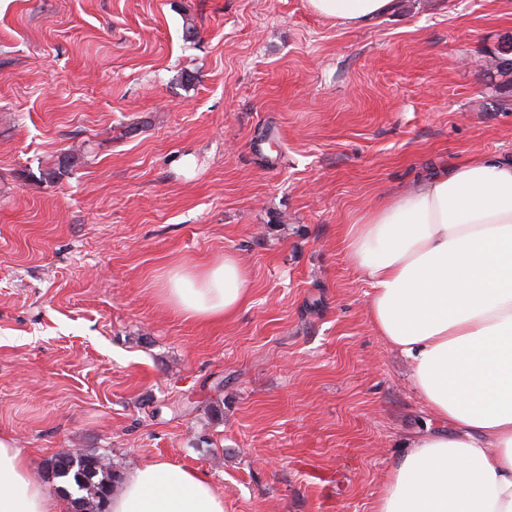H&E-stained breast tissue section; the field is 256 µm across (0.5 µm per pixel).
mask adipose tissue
<instances>
[{"label": "adipose tissue", "mask_w": 512, "mask_h": 512, "mask_svg": "<svg viewBox=\"0 0 512 512\" xmlns=\"http://www.w3.org/2000/svg\"><path fill=\"white\" fill-rule=\"evenodd\" d=\"M359 26L392 0H308ZM370 285L377 334L439 424L389 470L374 512H512V159L475 156L365 210L342 229ZM160 299L197 321L247 299L234 254L165 273ZM13 440L0 438V512H64ZM109 512H224L206 472L166 459L133 471Z\"/></svg>", "instance_id": "ef3b65f1"}]
</instances>
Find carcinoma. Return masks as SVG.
<instances>
[{
	"label": "carcinoma",
	"instance_id": "cac0c4a2",
	"mask_svg": "<svg viewBox=\"0 0 512 512\" xmlns=\"http://www.w3.org/2000/svg\"><path fill=\"white\" fill-rule=\"evenodd\" d=\"M485 71L504 78L503 88H512V57L499 50L485 60ZM43 470L55 490L69 502V512H108L122 473L105 453L63 449L44 462Z\"/></svg>",
	"mask_w": 512,
	"mask_h": 512
}]
</instances>
